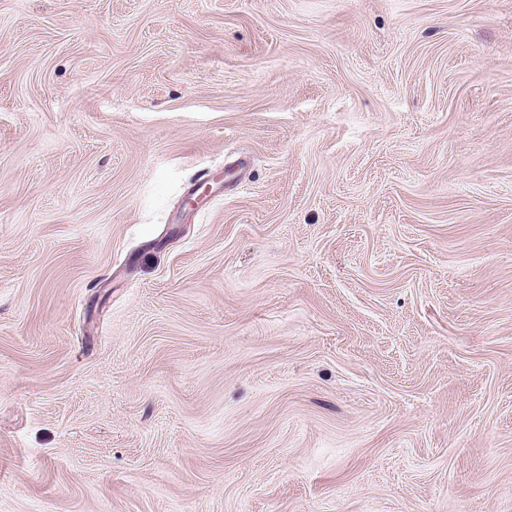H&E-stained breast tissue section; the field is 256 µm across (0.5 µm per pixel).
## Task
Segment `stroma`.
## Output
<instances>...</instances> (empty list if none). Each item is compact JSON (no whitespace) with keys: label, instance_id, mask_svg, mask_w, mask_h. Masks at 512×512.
Returning <instances> with one entry per match:
<instances>
[{"label":"stroma","instance_id":"stroma-1","mask_svg":"<svg viewBox=\"0 0 512 512\" xmlns=\"http://www.w3.org/2000/svg\"><path fill=\"white\" fill-rule=\"evenodd\" d=\"M0 512H512V0H0Z\"/></svg>","mask_w":512,"mask_h":512}]
</instances>
